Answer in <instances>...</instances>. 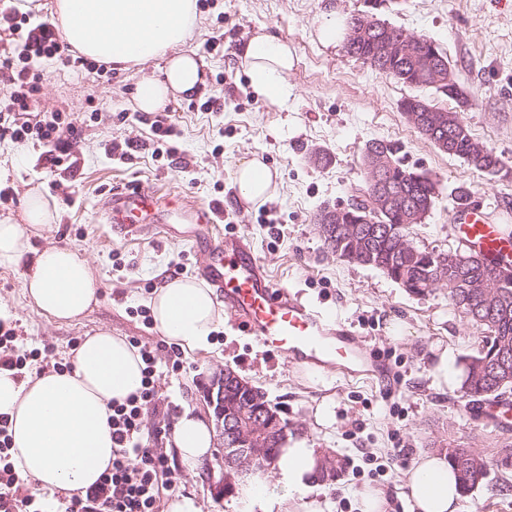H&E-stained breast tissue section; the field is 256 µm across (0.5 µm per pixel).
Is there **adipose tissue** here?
I'll return each instance as SVG.
<instances>
[{"mask_svg": "<svg viewBox=\"0 0 512 512\" xmlns=\"http://www.w3.org/2000/svg\"><path fill=\"white\" fill-rule=\"evenodd\" d=\"M64 40L79 53L121 68L162 60L157 77L139 81L138 107L161 109L171 97L196 93L202 82L200 62L186 44L198 26L195 0H56ZM238 56L252 88L269 103L288 102L286 77L294 65L287 43L264 32L243 42ZM241 197L263 203L278 189L277 175L260 159L241 160L236 168ZM58 212L38 190L27 196L22 223L0 219V267L26 265L24 295L53 320L77 319L97 302L94 272L71 248L55 244L33 251L26 226L45 228ZM154 323L168 343L192 353L210 346L224 322V310L212 289L176 278L147 301ZM71 371H50L17 380L0 369V415L8 419L14 464L34 489L64 495L85 494L112 467L110 402H124L142 386L143 363L121 336L98 330L77 347ZM213 424L184 409L173 426L169 445L187 470L211 454ZM325 455L295 438L281 448L269 474L248 497L247 512H317L308 496L319 485ZM417 512H456L461 497L446 456L422 454L404 484Z\"/></svg>", "mask_w": 512, "mask_h": 512, "instance_id": "obj_1", "label": "adipose tissue"}]
</instances>
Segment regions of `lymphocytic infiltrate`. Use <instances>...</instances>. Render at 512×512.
Returning <instances> with one entry per match:
<instances>
[{
    "label": "lymphocytic infiltrate",
    "instance_id": "obj_1",
    "mask_svg": "<svg viewBox=\"0 0 512 512\" xmlns=\"http://www.w3.org/2000/svg\"><path fill=\"white\" fill-rule=\"evenodd\" d=\"M8 30L17 41L12 48L0 51V75L12 87L9 94L0 98V131L21 145L38 141L45 159L51 165H60L77 130L61 113L43 118L34 111L31 102L38 90V66L42 61L56 60L77 68L83 66L84 59L70 54L53 23L44 21L26 27L17 21ZM131 345L143 363L142 388L124 402L110 405L112 468L85 495L60 501V512H158L160 494L170 486L172 460L144 441L145 417L158 408L161 371L157 350L136 338ZM12 458L7 420L0 417V512H43Z\"/></svg>",
    "mask_w": 512,
    "mask_h": 512
}]
</instances>
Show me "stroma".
I'll return each instance as SVG.
<instances>
[{"mask_svg": "<svg viewBox=\"0 0 512 512\" xmlns=\"http://www.w3.org/2000/svg\"><path fill=\"white\" fill-rule=\"evenodd\" d=\"M200 24L192 45L205 84L198 94L176 97L164 107L175 126L166 154L143 150L129 158L110 155L113 140L148 142L155 113L135 103L137 81L158 75L155 63L128 70L111 65L73 72L57 62L43 66L34 95L41 115L66 113L78 130L68 167H54L35 141L20 145L0 134V218L21 217L27 194L39 189L59 218L51 228H30L33 248L67 246L94 271L97 304L79 319L56 322L28 302L22 291L25 266L0 268V306L13 315L8 326L26 349L50 347L53 359H70L71 339L100 329L163 343L158 329L139 314L166 277L197 279L189 242L161 227L131 237L112 235L103 221L110 192L132 183L159 194H179L196 203L218 202L229 216L221 234H246L277 285L317 301L340 317L366 351L385 360L391 381L330 369L321 381L309 368L287 365L259 345L232 320H225L209 350L183 355V368L163 373L158 382L159 411L178 416L193 406L212 416L204 390L232 369L261 388L289 426L309 445L338 457L343 468L331 488L316 500L321 512H356L354 495L363 487L384 494L385 512H412L403 495L406 473L417 454L448 446L496 452L497 441L512 442V429L491 427L474 418L463 397L462 360L474 354L480 335L450 303L447 287L416 295L382 272L342 261L321 238L316 216L325 206L348 202L363 186L362 152L368 141L391 142L406 165L436 178L440 193L424 224L413 230L420 248L463 250L449 222L460 191L512 234V0H196ZM373 15L400 29L425 36L446 53L455 81L469 99L458 106L435 89L414 90L386 78L351 57L344 45L324 47L317 35L322 20L337 27L358 15ZM287 42L295 64L287 77V109L271 107L257 94L236 51L256 31ZM448 110L461 109L472 136L503 161L498 175L471 168L440 151L410 124L400 109L411 96ZM218 103L204 109L208 97ZM330 156L319 167L312 152ZM261 158L282 183L264 204L240 203L234 196V170L244 157ZM448 357V379L433 371ZM330 401L332 423L316 424L314 412ZM400 449L386 473L372 476L371 459ZM173 488L162 495L195 491L203 512H242L236 498L215 497L207 465L195 474L176 466ZM458 512H512V470L491 471L489 482L461 498Z\"/></svg>", "mask_w": 512, "mask_h": 512, "instance_id": "obj_1", "label": "stroma"}]
</instances>
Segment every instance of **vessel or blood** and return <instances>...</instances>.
<instances>
[{"label":"vessel or blood","instance_id":"b4317fda","mask_svg":"<svg viewBox=\"0 0 512 512\" xmlns=\"http://www.w3.org/2000/svg\"><path fill=\"white\" fill-rule=\"evenodd\" d=\"M105 220L121 234L160 222L169 232L191 242L199 274L223 300L225 314L245 325L258 344L287 364L336 367L355 374L385 373V366L362 349L339 317L323 313L299 293L275 285L245 236L214 237V206L191 204L177 195L162 200L153 189L136 186L112 194ZM451 220L465 245L494 265L512 267V235L504 234L481 209L461 202ZM474 413L495 417L503 426L512 423V404L507 402L479 401Z\"/></svg>","mask_w":512,"mask_h":512}]
</instances>
